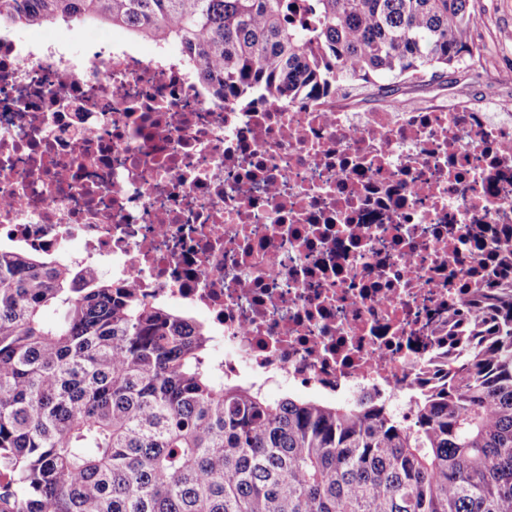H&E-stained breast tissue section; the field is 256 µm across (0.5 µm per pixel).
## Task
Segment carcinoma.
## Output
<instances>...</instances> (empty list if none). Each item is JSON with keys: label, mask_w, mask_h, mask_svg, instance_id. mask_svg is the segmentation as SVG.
<instances>
[{"label": "carcinoma", "mask_w": 512, "mask_h": 512, "mask_svg": "<svg viewBox=\"0 0 512 512\" xmlns=\"http://www.w3.org/2000/svg\"><path fill=\"white\" fill-rule=\"evenodd\" d=\"M0 0V23L120 27L226 104L292 103L472 57V0ZM51 308L55 320L42 321ZM203 322L0 248V512H512V279L448 305L412 397L270 399L209 366Z\"/></svg>", "instance_id": "cac0c4a2"}]
</instances>
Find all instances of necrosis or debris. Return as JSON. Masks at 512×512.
Listing matches in <instances>:
<instances>
[{
  "label": "necrosis or debris",
  "mask_w": 512,
  "mask_h": 512,
  "mask_svg": "<svg viewBox=\"0 0 512 512\" xmlns=\"http://www.w3.org/2000/svg\"><path fill=\"white\" fill-rule=\"evenodd\" d=\"M512 236V111L239 109L161 52L0 38V247L204 313L225 377L413 414L461 286Z\"/></svg>",
  "instance_id": "4bbe7bcc"
}]
</instances>
